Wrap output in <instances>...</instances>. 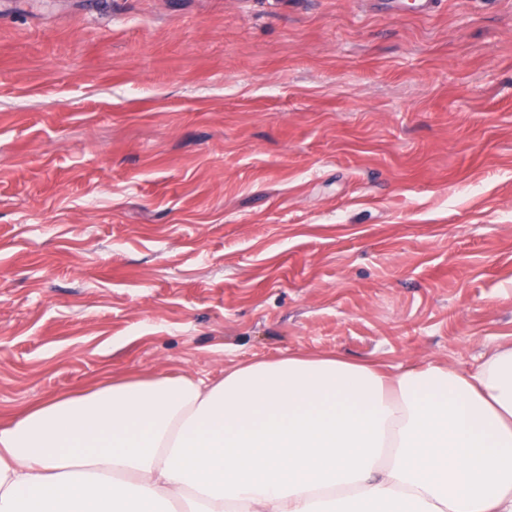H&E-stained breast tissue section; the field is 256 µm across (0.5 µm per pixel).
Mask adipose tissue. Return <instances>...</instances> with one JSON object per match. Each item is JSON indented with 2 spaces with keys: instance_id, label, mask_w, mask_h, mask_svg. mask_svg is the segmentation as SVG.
I'll use <instances>...</instances> for the list:
<instances>
[{
  "instance_id": "obj_1",
  "label": "adipose tissue",
  "mask_w": 512,
  "mask_h": 512,
  "mask_svg": "<svg viewBox=\"0 0 512 512\" xmlns=\"http://www.w3.org/2000/svg\"><path fill=\"white\" fill-rule=\"evenodd\" d=\"M0 512H512V343L466 374L291 356L52 397L0 426Z\"/></svg>"
}]
</instances>
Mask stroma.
Returning a JSON list of instances; mask_svg holds the SVG:
<instances>
[{
	"label": "stroma",
	"mask_w": 512,
	"mask_h": 512,
	"mask_svg": "<svg viewBox=\"0 0 512 512\" xmlns=\"http://www.w3.org/2000/svg\"><path fill=\"white\" fill-rule=\"evenodd\" d=\"M413 4L0 0V424L512 342V0Z\"/></svg>",
	"instance_id": "obj_1"
}]
</instances>
